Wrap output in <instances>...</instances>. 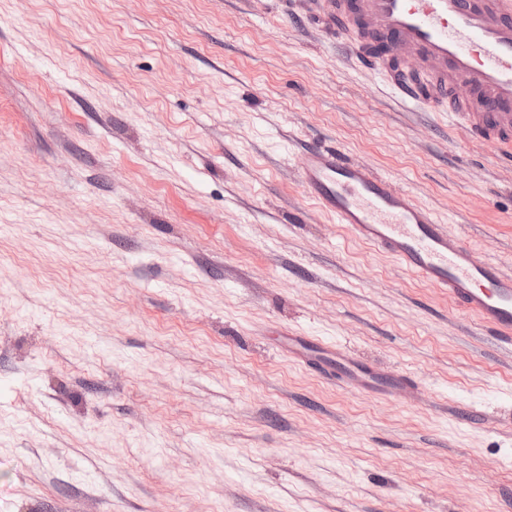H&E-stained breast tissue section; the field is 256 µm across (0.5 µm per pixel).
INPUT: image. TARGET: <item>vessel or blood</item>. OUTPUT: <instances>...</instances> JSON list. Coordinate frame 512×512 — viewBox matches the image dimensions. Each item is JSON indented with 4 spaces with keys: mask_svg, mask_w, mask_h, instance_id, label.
Wrapping results in <instances>:
<instances>
[{
    "mask_svg": "<svg viewBox=\"0 0 512 512\" xmlns=\"http://www.w3.org/2000/svg\"><path fill=\"white\" fill-rule=\"evenodd\" d=\"M307 9L352 46L361 66L386 73L404 62L428 75L425 94L439 111L512 163V0H308ZM299 176L353 236L390 253L512 346V276L477 259L409 194L341 149H310ZM335 365L337 376L357 388L387 392L410 384L354 358L337 357Z\"/></svg>",
    "mask_w": 512,
    "mask_h": 512,
    "instance_id": "b4317fda",
    "label": "vessel or blood"
}]
</instances>
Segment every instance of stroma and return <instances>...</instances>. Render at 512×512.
Segmentation results:
<instances>
[{
  "label": "stroma",
  "mask_w": 512,
  "mask_h": 512,
  "mask_svg": "<svg viewBox=\"0 0 512 512\" xmlns=\"http://www.w3.org/2000/svg\"><path fill=\"white\" fill-rule=\"evenodd\" d=\"M319 146L512 275V165L297 0H0V512H512V351L318 207ZM336 375L346 379L356 388L365 387L368 390L387 392L401 390L410 385L405 376L389 378L373 369L358 359L341 357L336 354Z\"/></svg>",
  "instance_id": "stroma-1"
}]
</instances>
